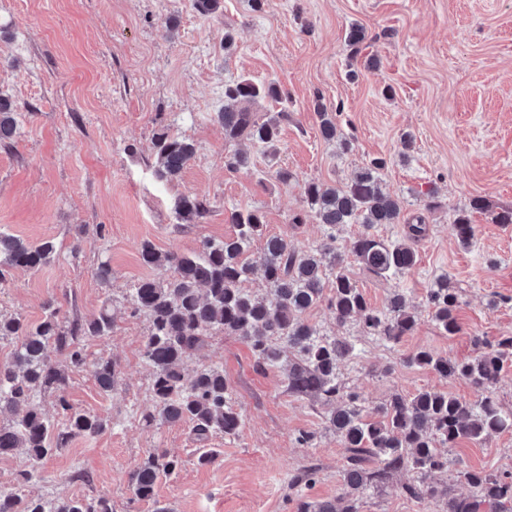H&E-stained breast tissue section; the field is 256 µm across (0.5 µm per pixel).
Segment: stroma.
<instances>
[{
  "label": "stroma",
  "mask_w": 512,
  "mask_h": 512,
  "mask_svg": "<svg viewBox=\"0 0 512 512\" xmlns=\"http://www.w3.org/2000/svg\"><path fill=\"white\" fill-rule=\"evenodd\" d=\"M354 24L366 31L356 47L346 40ZM228 31L236 42L229 54ZM241 77L277 84L282 102L262 100L254 109L282 110L288 119L275 155L247 146L248 166L231 171L235 147L215 114L225 84ZM0 96L18 111L14 141L0 146V232L56 249L41 269H16L0 282V313L36 323L51 303L68 322L93 320L105 308L113 318L109 335L81 339L86 363L71 372L63 394L33 398L57 429L68 425L61 396L104 418L106 429L71 437L35 466L22 448L0 455V484L50 504L103 499L112 512H299L300 502L339 496L348 452L329 426L328 406L290 392L281 363L258 364L241 337L213 334L184 362L189 377L223 370L241 416L236 433L199 443L190 423L144 421L155 409L144 355L150 319L135 311L130 292L140 279L166 273L144 265L140 247L196 252L202 242L234 235L236 210L264 211L266 236L301 251L333 242L372 306L383 307L393 291L405 294L417 325L396 342L367 335L354 320L338 326L323 303L305 314L320 336L352 345L338 374L359 394L362 417L393 394L422 389L477 402L466 380L406 359L427 348L464 361L477 355L476 339L512 334V224L489 216L512 208V0H267L261 11L252 0H221L209 16L191 0H0ZM320 102L336 113L349 148L321 137ZM164 127L197 146L171 182L154 174V135ZM375 157L387 161L382 185L402 198L406 220L419 216L428 227L414 269L401 278L378 277L348 257L362 225L332 231L312 218L292 222L305 207V182L342 185ZM281 168L294 181H278ZM192 194L211 202L198 224L178 214L180 198ZM476 197L490 210L472 214L476 236L465 247L453 215ZM104 264L112 270L106 283ZM443 277L459 301L460 330L452 336L435 326L426 301ZM102 358L118 372L111 392L95 378ZM306 433L311 443L301 442ZM158 450L181 466L159 474L154 499H139L129 475ZM440 453L450 463L430 476L439 496L407 494L420 476L404 469L365 486L358 512H446V494L472 493L460 475L466 467L512 477V430ZM27 469L30 482L16 483Z\"/></svg>",
  "instance_id": "1"
}]
</instances>
